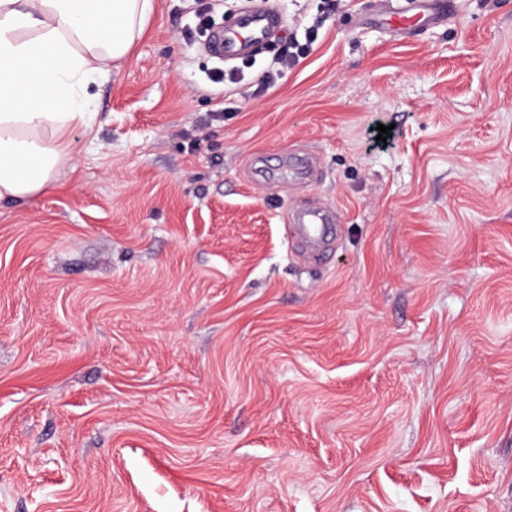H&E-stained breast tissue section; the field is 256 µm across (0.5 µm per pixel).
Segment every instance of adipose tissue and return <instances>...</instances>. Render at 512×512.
<instances>
[{
    "mask_svg": "<svg viewBox=\"0 0 512 512\" xmlns=\"http://www.w3.org/2000/svg\"><path fill=\"white\" fill-rule=\"evenodd\" d=\"M153 0H0V201L47 192L91 128V86L142 38Z\"/></svg>",
    "mask_w": 512,
    "mask_h": 512,
    "instance_id": "1",
    "label": "adipose tissue"
}]
</instances>
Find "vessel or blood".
I'll list each match as a JSON object with an SVG mask.
<instances>
[{
    "mask_svg": "<svg viewBox=\"0 0 512 512\" xmlns=\"http://www.w3.org/2000/svg\"><path fill=\"white\" fill-rule=\"evenodd\" d=\"M446 18L445 0H415L412 8L381 13L376 22L409 35L418 27L436 25ZM279 24L280 16L272 8L263 4L248 8L233 25L213 32L207 48L220 61H235L263 47ZM328 219V214L319 210H302L292 216L300 234L313 242L321 239Z\"/></svg>",
    "mask_w": 512,
    "mask_h": 512,
    "instance_id": "vessel-or-blood-1",
    "label": "vessel or blood"
}]
</instances>
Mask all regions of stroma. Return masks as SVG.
Wrapping results in <instances>:
<instances>
[{"label": "stroma", "instance_id": "obj_1", "mask_svg": "<svg viewBox=\"0 0 512 512\" xmlns=\"http://www.w3.org/2000/svg\"><path fill=\"white\" fill-rule=\"evenodd\" d=\"M250 2L154 0L56 188L0 203V512H512V0L408 36L274 0L212 83L197 11ZM332 215L320 210H302L293 214L291 222L297 230L312 242H318L323 234L325 224Z\"/></svg>", "mask_w": 512, "mask_h": 512}]
</instances>
